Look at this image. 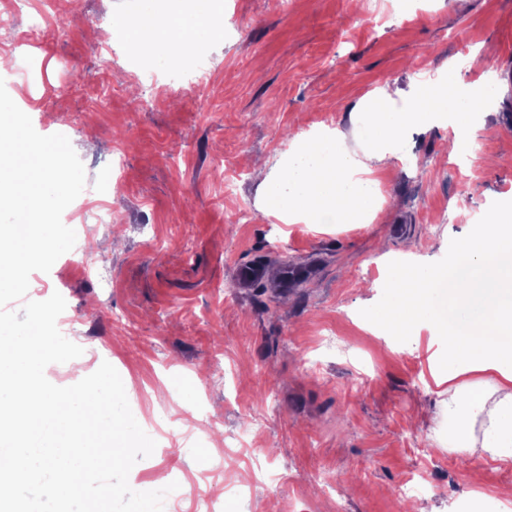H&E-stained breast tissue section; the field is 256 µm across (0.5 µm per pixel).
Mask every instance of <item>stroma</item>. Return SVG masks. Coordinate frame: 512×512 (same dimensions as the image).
Returning a JSON list of instances; mask_svg holds the SVG:
<instances>
[{"instance_id": "35a3bbf8", "label": "stroma", "mask_w": 512, "mask_h": 512, "mask_svg": "<svg viewBox=\"0 0 512 512\" xmlns=\"http://www.w3.org/2000/svg\"><path fill=\"white\" fill-rule=\"evenodd\" d=\"M138 5L53 0L37 47L0 43L35 130L64 134L82 161L86 209L112 213L87 235L109 285L57 264L29 285L64 297L83 350L82 374L53 363L47 379L70 386L106 361L131 410L153 413L156 448L130 487L178 482L164 512H197L203 496L216 512H311L317 500L321 512H408L401 487L425 481L424 512H448L512 483V466L451 447L432 377L444 346L425 330L373 335L366 319L387 299L360 290L409 241L451 262L456 236L512 200V0H224V41L203 46L206 85L151 89L124 45L97 38ZM451 63L464 82L500 83L469 161L443 155L437 125L377 172L370 223L263 214L249 160L277 170L284 145L324 116L353 134L374 88L405 90ZM313 262L315 275L281 292L284 266ZM243 265L262 268L261 288L240 286ZM242 480L253 496L227 491Z\"/></svg>"}]
</instances>
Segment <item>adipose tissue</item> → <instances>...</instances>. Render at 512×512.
<instances>
[{
	"label": "adipose tissue",
	"instance_id": "obj_1",
	"mask_svg": "<svg viewBox=\"0 0 512 512\" xmlns=\"http://www.w3.org/2000/svg\"><path fill=\"white\" fill-rule=\"evenodd\" d=\"M224 0H145L137 20L117 16L107 31L112 41L147 43L184 64L197 45L224 37ZM498 87L461 82L456 67L421 82L411 97L383 85L362 111L361 144L351 148L343 130L299 136L288 146V162L274 178H264L263 212L292 223L363 224L381 208L372 178L406 141L408 130L439 120L452 128L451 156L472 154V116ZM462 259L441 267L413 251L403 253L384 280L389 305L379 314L391 335L429 330L448 350L450 367L435 374L445 387L454 419L456 449L474 447V423L483 421L482 451L495 464L512 462V227L490 209L455 241ZM495 373L496 386L467 381V374Z\"/></svg>",
	"mask_w": 512,
	"mask_h": 512
}]
</instances>
